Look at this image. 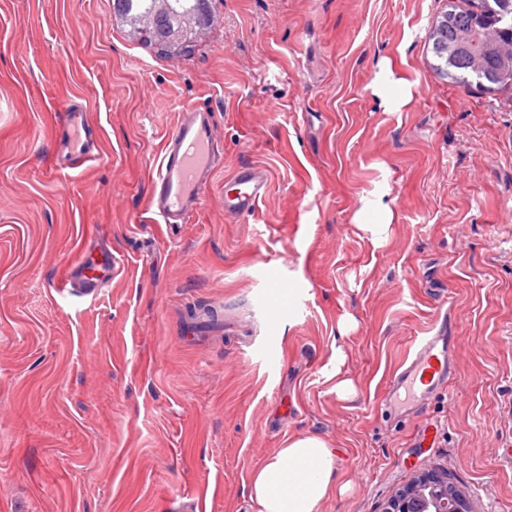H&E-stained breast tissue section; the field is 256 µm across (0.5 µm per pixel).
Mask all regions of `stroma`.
<instances>
[{"label": "stroma", "instance_id": "1", "mask_svg": "<svg viewBox=\"0 0 512 512\" xmlns=\"http://www.w3.org/2000/svg\"><path fill=\"white\" fill-rule=\"evenodd\" d=\"M447 5L216 0L166 58L111 0H0V512H254L251 471L298 435L337 451L346 489L320 512H382L432 467L473 512H512V88L436 75ZM65 96L103 153L73 172ZM189 106L224 163L188 223H144ZM247 164L269 193L226 218ZM102 247L96 293L58 292ZM433 328L452 377L393 418L384 392Z\"/></svg>", "mask_w": 512, "mask_h": 512}]
</instances>
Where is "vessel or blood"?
<instances>
[{"label": "vessel or blood", "instance_id": "1", "mask_svg": "<svg viewBox=\"0 0 512 512\" xmlns=\"http://www.w3.org/2000/svg\"><path fill=\"white\" fill-rule=\"evenodd\" d=\"M69 166L101 158L99 138L85 109L68 104L63 110V131ZM222 155L213 139L208 111L198 108L183 114L154 169L150 211L166 224L188 223L204 200L205 187ZM266 173L254 165L241 166L224 192V213L232 217L252 214L265 198ZM110 260H87L75 267L63 288H92ZM452 374L450 339L427 336L418 341L411 361L392 378L386 406L399 412L404 400H422L442 389Z\"/></svg>", "mask_w": 512, "mask_h": 512}]
</instances>
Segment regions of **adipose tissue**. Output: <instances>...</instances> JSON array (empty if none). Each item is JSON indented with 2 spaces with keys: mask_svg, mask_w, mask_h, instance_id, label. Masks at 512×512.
<instances>
[{
  "mask_svg": "<svg viewBox=\"0 0 512 512\" xmlns=\"http://www.w3.org/2000/svg\"><path fill=\"white\" fill-rule=\"evenodd\" d=\"M337 487L335 451L315 436H297L277 449L250 476L255 512H319Z\"/></svg>",
  "mask_w": 512,
  "mask_h": 512,
  "instance_id": "adipose-tissue-1",
  "label": "adipose tissue"
}]
</instances>
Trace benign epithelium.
I'll return each mask as SVG.
<instances>
[{
    "label": "benign epithelium",
    "instance_id": "1",
    "mask_svg": "<svg viewBox=\"0 0 512 512\" xmlns=\"http://www.w3.org/2000/svg\"><path fill=\"white\" fill-rule=\"evenodd\" d=\"M382 512H472L466 495L448 479L444 467L425 469L385 504Z\"/></svg>",
    "mask_w": 512,
    "mask_h": 512
}]
</instances>
